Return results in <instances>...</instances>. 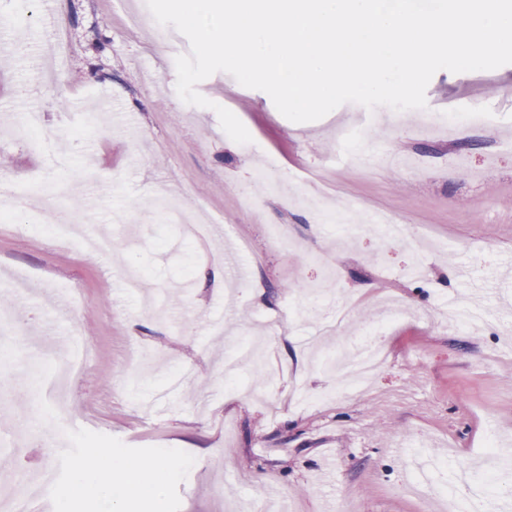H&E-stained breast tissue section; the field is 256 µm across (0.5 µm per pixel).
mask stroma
<instances>
[{"label":"stroma","mask_w":512,"mask_h":512,"mask_svg":"<svg viewBox=\"0 0 512 512\" xmlns=\"http://www.w3.org/2000/svg\"><path fill=\"white\" fill-rule=\"evenodd\" d=\"M1 30L0 190L11 198L0 209V301L14 322L0 334L10 377L0 383V454L55 475L25 512H113L96 486L74 497V463L103 450L96 466L108 482L112 463L176 446L184 463L165 512L252 507L271 490L296 512H441V495L427 507L401 493L414 464L404 449H432L416 464L445 488L448 451L477 462L493 432L512 445V64L437 71L426 109L399 121L346 103L294 123L268 94L218 72L198 90L242 121L253 141L240 145L212 109L178 97L174 59L189 43L161 37L145 0H0ZM57 42L65 49L50 71ZM30 110L55 131L53 154L40 130L20 131ZM358 124L356 153H403L420 172L340 163L333 132ZM321 174L320 209L294 204L291 192ZM51 194L110 236V250L56 238ZM165 199L208 225L205 241L148 206ZM374 209L402 215L405 239L380 227L344 233L338 213L360 225ZM280 226L296 247L273 243ZM244 243L247 282L217 279L225 249ZM128 267L145 273L141 295L122 288ZM391 298L416 317L384 330L386 363L367 391L338 393L307 339L346 346ZM345 303L349 324L323 334ZM74 327L94 356L59 421L40 381L75 353ZM246 339L261 359L228 385L224 359ZM137 351L148 376L131 369ZM17 415L51 421L20 453Z\"/></svg>","instance_id":"35a3bbf8"}]
</instances>
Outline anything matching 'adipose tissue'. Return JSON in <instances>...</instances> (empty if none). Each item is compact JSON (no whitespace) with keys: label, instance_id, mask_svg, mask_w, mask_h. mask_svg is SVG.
I'll use <instances>...</instances> for the list:
<instances>
[{"label":"adipose tissue","instance_id":"1","mask_svg":"<svg viewBox=\"0 0 512 512\" xmlns=\"http://www.w3.org/2000/svg\"><path fill=\"white\" fill-rule=\"evenodd\" d=\"M180 462V452L174 449L160 460L145 461L133 466L115 463L113 474L119 498L148 496L154 503H161L164 486L176 474Z\"/></svg>","mask_w":512,"mask_h":512}]
</instances>
